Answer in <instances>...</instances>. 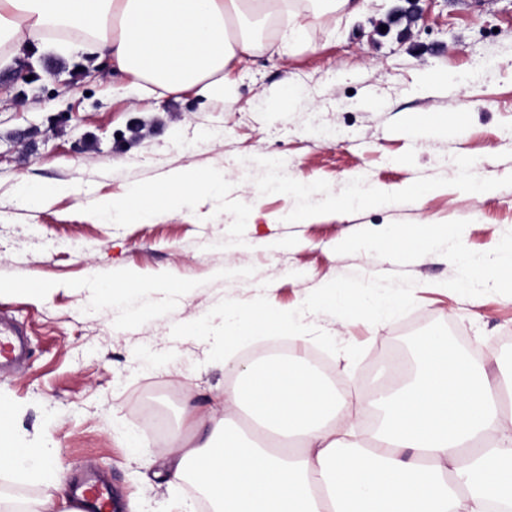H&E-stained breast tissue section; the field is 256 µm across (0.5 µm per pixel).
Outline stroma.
<instances>
[{
    "instance_id": "1",
    "label": "stroma",
    "mask_w": 512,
    "mask_h": 512,
    "mask_svg": "<svg viewBox=\"0 0 512 512\" xmlns=\"http://www.w3.org/2000/svg\"><path fill=\"white\" fill-rule=\"evenodd\" d=\"M400 5L325 15L287 55L264 35L220 101L147 96L107 61L39 41L13 50L0 70V316L25 331L29 357L0 370V403L18 445L51 449L65 488L94 474L122 512H197L165 477L172 435L185 407L222 417L242 358L270 345L211 363L208 342L172 338L225 298L262 294L290 311L342 275L413 277L416 306L401 318L304 317L363 347L355 364L327 358L354 405L385 352L413 355L437 331L472 336L490 377L512 371V292L475 274L512 246V0H422L413 21ZM28 63L37 78L26 84ZM188 167L223 175V195L145 223L96 211ZM23 180L62 192L29 208ZM414 181L432 188L419 202L328 206L360 185L393 193ZM472 182L491 195L469 198ZM423 224L440 240L425 259L379 258L374 238ZM121 270L142 288L101 297L100 281Z\"/></svg>"
}]
</instances>
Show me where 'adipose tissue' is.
<instances>
[{
  "mask_svg": "<svg viewBox=\"0 0 512 512\" xmlns=\"http://www.w3.org/2000/svg\"><path fill=\"white\" fill-rule=\"evenodd\" d=\"M360 0H0V46L77 35L113 69L170 95L195 89L224 96L225 71L251 55L264 30L283 34L281 53L310 25L316 8L359 9ZM223 177L185 169L160 184L158 201L183 204L220 194ZM119 223L147 221L155 204L139 191L97 202ZM415 369L389 360L401 377L351 408L344 393L302 361L261 358L224 393V419L194 422L176 441L169 475L194 474L215 512H512V406L480 365L423 339ZM246 408L253 424L233 427ZM382 411L379 428L354 433V412ZM14 416L0 411V470L54 488L46 449L14 445Z\"/></svg>",
  "mask_w": 512,
  "mask_h": 512,
  "instance_id": "ef3b65f1",
  "label": "adipose tissue"
}]
</instances>
